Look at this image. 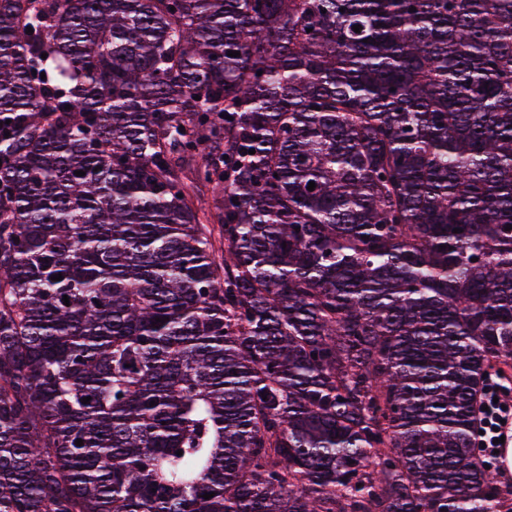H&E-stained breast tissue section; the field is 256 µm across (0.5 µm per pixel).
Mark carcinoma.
Returning <instances> with one entry per match:
<instances>
[{"instance_id":"cac0c4a2","label":"carcinoma","mask_w":512,"mask_h":512,"mask_svg":"<svg viewBox=\"0 0 512 512\" xmlns=\"http://www.w3.org/2000/svg\"><path fill=\"white\" fill-rule=\"evenodd\" d=\"M510 225L512 0H0V512H512ZM494 397H487L483 400L479 414L482 415V421L484 422L485 428L489 429L492 436L490 437L489 443L491 448H497L498 444H494L496 438H500L502 428L512 420V403H494ZM487 405L489 411H483L482 406ZM502 406H506V410L502 409ZM501 420H505V424L501 423Z\"/></svg>"}]
</instances>
